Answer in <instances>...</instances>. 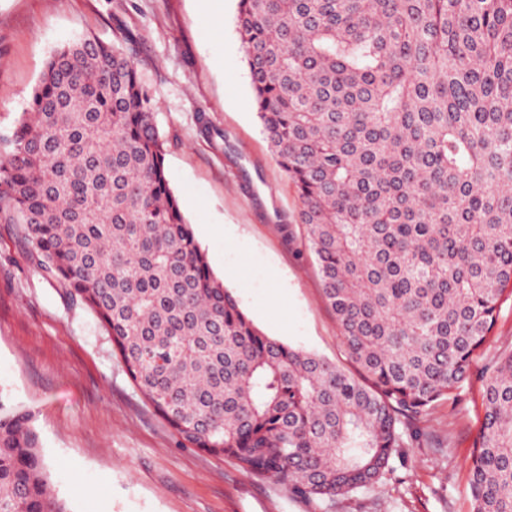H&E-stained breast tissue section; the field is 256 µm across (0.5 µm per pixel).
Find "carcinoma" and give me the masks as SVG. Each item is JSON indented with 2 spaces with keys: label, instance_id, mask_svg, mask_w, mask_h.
Listing matches in <instances>:
<instances>
[{
  "label": "carcinoma",
  "instance_id": "obj_1",
  "mask_svg": "<svg viewBox=\"0 0 512 512\" xmlns=\"http://www.w3.org/2000/svg\"><path fill=\"white\" fill-rule=\"evenodd\" d=\"M236 26L353 370L241 310L170 185L153 93L93 34L0 135V222L182 445L329 512L457 399L512 298V0H237ZM469 473L473 512H512V351ZM0 512H67L27 412L0 414Z\"/></svg>",
  "mask_w": 512,
  "mask_h": 512
}]
</instances>
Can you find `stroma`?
Wrapping results in <instances>:
<instances>
[{
    "instance_id": "1",
    "label": "stroma",
    "mask_w": 512,
    "mask_h": 512,
    "mask_svg": "<svg viewBox=\"0 0 512 512\" xmlns=\"http://www.w3.org/2000/svg\"><path fill=\"white\" fill-rule=\"evenodd\" d=\"M236 0H0V132L26 109L50 53L84 34L118 44L155 96L165 168L213 272L266 334L349 360L297 219L294 185L261 131L235 26ZM0 223V409L25 411L68 512H314L230 458L180 446L133 388L95 314L26 259ZM512 349L505 301L455 402L381 490L334 512H471L468 461L485 369Z\"/></svg>"
}]
</instances>
